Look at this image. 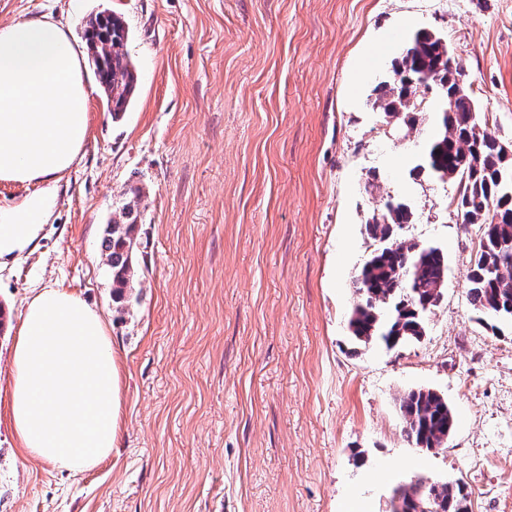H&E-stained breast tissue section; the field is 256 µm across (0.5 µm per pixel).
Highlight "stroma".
<instances>
[{
	"mask_svg": "<svg viewBox=\"0 0 512 512\" xmlns=\"http://www.w3.org/2000/svg\"><path fill=\"white\" fill-rule=\"evenodd\" d=\"M121 16L137 75L113 119L87 70L90 129L52 215L0 263V394L23 306L44 288L106 321L121 372L116 444L68 472L22 458L0 405V512H391L395 488L462 481L471 512H512V327L492 335L466 296L478 226L456 186L418 173L435 124L379 107L387 34L447 38L492 131L512 142V0H0V25L50 15L87 53L86 21ZM139 189L138 282L112 304L104 230ZM448 260L425 336L353 343L354 279L381 200ZM444 395V450L409 444L400 396Z\"/></svg>",
	"mask_w": 512,
	"mask_h": 512,
	"instance_id": "stroma-1",
	"label": "stroma"
}]
</instances>
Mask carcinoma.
I'll return each mask as SVG.
<instances>
[{
  "label": "carcinoma",
  "instance_id": "1",
  "mask_svg": "<svg viewBox=\"0 0 512 512\" xmlns=\"http://www.w3.org/2000/svg\"><path fill=\"white\" fill-rule=\"evenodd\" d=\"M87 44H96L92 59L112 118H120L134 88L133 66L123 47L127 31L120 17L99 14L85 30ZM448 40L418 31L407 39L393 64L395 79L384 84L381 108L386 115L414 126L415 112L435 107L438 132L424 142L416 169L456 185L454 211L464 224L481 229L471 256L466 294L479 320L496 335L500 325H512V153L489 128L486 113L463 82L458 60L448 62ZM426 76L420 90L415 81ZM409 207L388 198L377 209L366 232L376 242L355 279L356 301L350 317L352 339L363 345L387 348L420 340L427 315L441 300L447 276V257L432 245H421L402 231ZM137 217L131 203L104 230L102 255L112 280V300L123 307L126 293L135 288L132 257L137 247ZM407 441L427 451L447 447L444 438L456 425L448 400L432 389L418 388L399 398ZM406 509L432 497L436 512H469V493L462 483L415 482L398 488Z\"/></svg>",
  "mask_w": 512,
  "mask_h": 512
}]
</instances>
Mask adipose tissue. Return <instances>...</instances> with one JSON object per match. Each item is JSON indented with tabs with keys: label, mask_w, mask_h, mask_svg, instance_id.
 <instances>
[{
	"label": "adipose tissue",
	"mask_w": 512,
	"mask_h": 512,
	"mask_svg": "<svg viewBox=\"0 0 512 512\" xmlns=\"http://www.w3.org/2000/svg\"><path fill=\"white\" fill-rule=\"evenodd\" d=\"M89 92L70 29L51 16L0 25V183L38 194L0 209V260L22 255L50 217L57 182L85 143ZM10 423L25 456L78 472L119 432V370L103 317L76 294L27 302L12 356Z\"/></svg>",
	"instance_id": "1"
}]
</instances>
